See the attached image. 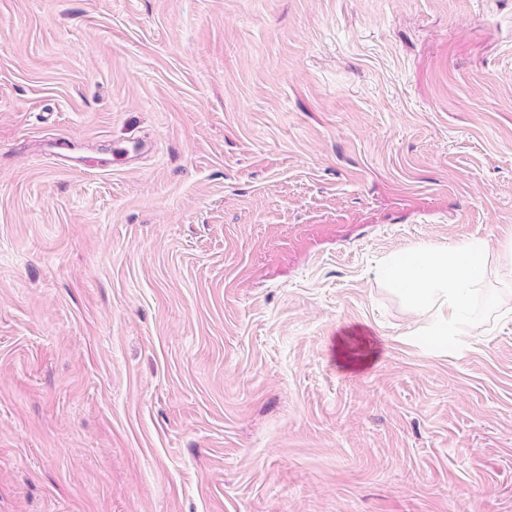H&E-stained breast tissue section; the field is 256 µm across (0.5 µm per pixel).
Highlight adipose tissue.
<instances>
[{
    "label": "adipose tissue",
    "mask_w": 512,
    "mask_h": 512,
    "mask_svg": "<svg viewBox=\"0 0 512 512\" xmlns=\"http://www.w3.org/2000/svg\"><path fill=\"white\" fill-rule=\"evenodd\" d=\"M489 255L479 242L420 246L415 256L387 261L383 280L425 315L434 336H459L470 320Z\"/></svg>",
    "instance_id": "ef3b65f1"
}]
</instances>
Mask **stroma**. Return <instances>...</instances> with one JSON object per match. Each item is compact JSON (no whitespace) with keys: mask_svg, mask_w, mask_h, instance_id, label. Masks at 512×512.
<instances>
[{"mask_svg":"<svg viewBox=\"0 0 512 512\" xmlns=\"http://www.w3.org/2000/svg\"><path fill=\"white\" fill-rule=\"evenodd\" d=\"M510 246L512 0H0V512H512ZM489 255L479 242L420 246L410 258L387 261L383 280L402 293L413 311L425 315L427 336H462L482 288Z\"/></svg>","mask_w":512,"mask_h":512,"instance_id":"1","label":"stroma"}]
</instances>
